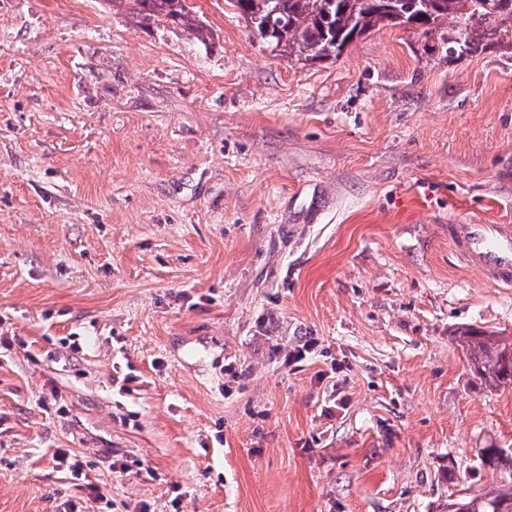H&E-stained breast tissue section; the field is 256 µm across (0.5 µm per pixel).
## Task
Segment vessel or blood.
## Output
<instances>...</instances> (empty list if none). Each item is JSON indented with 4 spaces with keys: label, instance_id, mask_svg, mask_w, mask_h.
I'll list each match as a JSON object with an SVG mask.
<instances>
[{
    "label": "vessel or blood",
    "instance_id": "vessel-or-blood-1",
    "mask_svg": "<svg viewBox=\"0 0 512 512\" xmlns=\"http://www.w3.org/2000/svg\"><path fill=\"white\" fill-rule=\"evenodd\" d=\"M451 240L465 264L487 281L512 286V224H455Z\"/></svg>",
    "mask_w": 512,
    "mask_h": 512
}]
</instances>
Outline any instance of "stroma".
<instances>
[{"mask_svg":"<svg viewBox=\"0 0 512 512\" xmlns=\"http://www.w3.org/2000/svg\"><path fill=\"white\" fill-rule=\"evenodd\" d=\"M188 3L208 43L134 0H0V512L93 484L88 512H442L496 485L512 386L455 336H512V286L448 227L512 224V44L386 27L303 64Z\"/></svg>","mask_w":512,"mask_h":512,"instance_id":"obj_1","label":"stroma"}]
</instances>
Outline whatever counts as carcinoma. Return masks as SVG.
<instances>
[{
  "label": "carcinoma",
  "instance_id": "cac0c4a2",
  "mask_svg": "<svg viewBox=\"0 0 512 512\" xmlns=\"http://www.w3.org/2000/svg\"><path fill=\"white\" fill-rule=\"evenodd\" d=\"M139 12L193 34L205 43L211 31L187 0H134ZM253 36L272 51L297 62L335 59L355 39L383 27L421 30L432 41L427 50L449 53L460 46L475 53L512 34V0H232ZM471 371L492 387L512 384V338L473 328L460 332ZM481 463L507 468L496 489L448 500L457 512H512V455L485 448Z\"/></svg>",
  "mask_w": 512,
  "mask_h": 512
}]
</instances>
